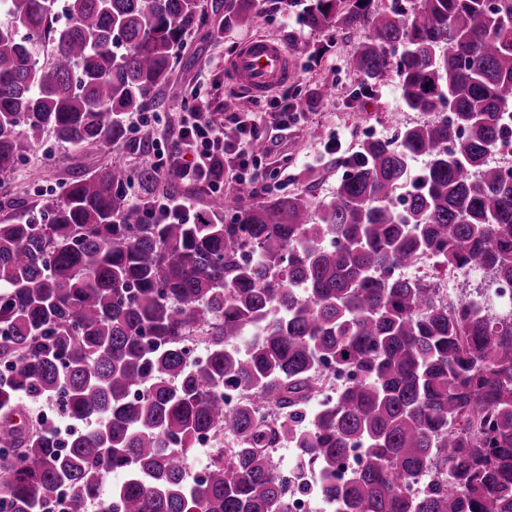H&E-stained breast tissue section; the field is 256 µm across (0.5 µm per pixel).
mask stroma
<instances>
[{
	"label": "stroma",
	"mask_w": 512,
	"mask_h": 512,
	"mask_svg": "<svg viewBox=\"0 0 512 512\" xmlns=\"http://www.w3.org/2000/svg\"><path fill=\"white\" fill-rule=\"evenodd\" d=\"M201 4L208 21L186 35L177 52L173 78L187 91L193 90L197 81H204L205 100L216 118L228 120L237 106L231 95L236 83L226 62L245 40L264 33L277 35L290 50L299 71L298 81L288 84L281 100L285 106L297 105L296 120L284 131L270 124L264 128L262 162L280 169L281 175L278 182L258 191L257 200L307 188L316 198L328 197L345 177V161L356 153L361 141L368 137L393 140L404 126L422 121V114L404 107L395 76L377 81L372 95H360L362 78L345 66L346 57L360 40L359 34L312 29L300 2L278 12L271 0H266L249 27L225 25L224 0H201ZM325 84L334 85V98L315 100L317 88ZM181 111V103H165L160 110L165 124L129 131L126 140L109 146L64 147L46 138L20 162L11 178V190L32 202L38 195L58 189L73 175L93 170L103 162L137 166L141 161L139 143L147 140L167 149L178 142Z\"/></svg>",
	"instance_id": "35a3bbf8"
}]
</instances>
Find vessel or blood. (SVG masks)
<instances>
[{
    "instance_id": "obj_1",
    "label": "vessel or blood",
    "mask_w": 512,
    "mask_h": 512,
    "mask_svg": "<svg viewBox=\"0 0 512 512\" xmlns=\"http://www.w3.org/2000/svg\"><path fill=\"white\" fill-rule=\"evenodd\" d=\"M230 72L248 99L297 79L298 71L282 42L274 35L250 38L241 44L230 63Z\"/></svg>"
}]
</instances>
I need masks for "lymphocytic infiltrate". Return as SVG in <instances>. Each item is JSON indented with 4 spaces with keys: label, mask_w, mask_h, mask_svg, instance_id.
I'll list each match as a JSON object with an SVG mask.
<instances>
[{
    "label": "lymphocytic infiltrate",
    "mask_w": 512,
    "mask_h": 512,
    "mask_svg": "<svg viewBox=\"0 0 512 512\" xmlns=\"http://www.w3.org/2000/svg\"><path fill=\"white\" fill-rule=\"evenodd\" d=\"M260 129L253 111L234 113L230 122L224 123L205 108L193 107L183 114L178 150L158 152L155 167L160 174L176 173L217 194L223 193L228 173L239 183L266 184L276 172L263 166L252 150Z\"/></svg>",
    "instance_id": "obj_1"
}]
</instances>
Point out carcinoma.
I'll use <instances>...</instances> for the list:
<instances>
[{
	"label": "carcinoma",
	"instance_id": "obj_1",
	"mask_svg": "<svg viewBox=\"0 0 512 512\" xmlns=\"http://www.w3.org/2000/svg\"><path fill=\"white\" fill-rule=\"evenodd\" d=\"M0 14V179L47 136L113 144L159 91L182 100L176 49L206 18L200 0H0ZM305 14L364 33L347 59L362 93L393 73L408 109L441 118L362 141L319 203L309 189L255 203L242 183L229 207L146 224L132 182L145 200L182 192L148 160L32 206L0 195V512H274L298 478L272 454L285 445L335 512H512V315L399 273L429 260L512 285V167L489 163L512 146V0H306ZM257 17L256 0H224V21ZM321 365L351 383L318 411ZM227 388L243 407L224 406ZM59 397L90 430L26 413ZM195 453L187 460V471L190 478H193L198 471H204L210 463L213 448V440L210 437H203L197 441Z\"/></svg>",
	"mask_w": 512,
	"mask_h": 512
}]
</instances>
